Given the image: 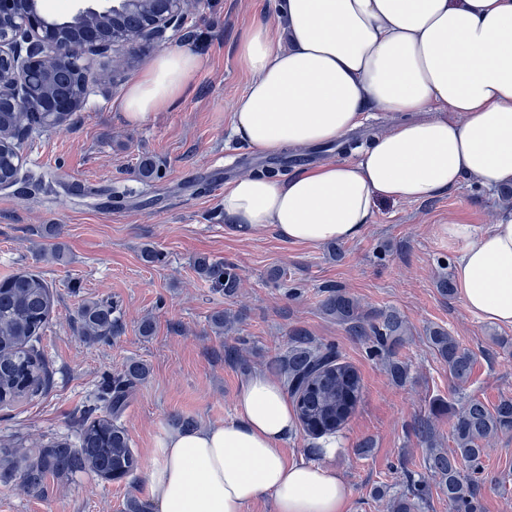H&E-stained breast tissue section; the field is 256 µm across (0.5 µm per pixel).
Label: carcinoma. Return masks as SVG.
<instances>
[{
	"label": "carcinoma",
	"instance_id": "carcinoma-1",
	"mask_svg": "<svg viewBox=\"0 0 512 512\" xmlns=\"http://www.w3.org/2000/svg\"><path fill=\"white\" fill-rule=\"evenodd\" d=\"M198 275L224 294L233 296L240 288L234 269L200 255L194 261ZM53 296L49 284L39 274L20 273L0 282V405H9L39 390L47 376L45 361L36 347L47 324ZM108 301L85 305L79 315L81 333L101 338L120 332L119 320L112 316ZM323 312L336 319L353 335L369 345L370 352L389 358L393 380L408 378L405 363L393 360L404 342L407 329L395 312L374 313L341 288L330 287L322 302ZM431 349L448 367L460 395L461 408L452 423L455 448L451 451L435 443L430 422L421 421L418 435L429 444L420 472L401 468L403 490L388 498L391 512H422L430 498L429 479L436 480L439 492L448 500L449 512H479L475 483L464 478L461 468L481 467L484 443L512 432V398L503 397L490 407L475 395L464 393L476 362L475 355L441 327L428 329ZM275 370L284 378L295 422L310 436L336 433L354 413L361 397L357 371L341 361L337 347L315 343L300 332L291 336L286 352L275 361ZM148 368L129 363L123 374L112 380L105 397L103 414L88 411L82 419L78 445L65 441L48 443L23 456L0 455V470L17 472L29 492H43L49 474L78 475L91 472L107 480L122 479L139 467L125 428L117 422L127 407L133 386L146 379Z\"/></svg>",
	"mask_w": 512,
	"mask_h": 512
}]
</instances>
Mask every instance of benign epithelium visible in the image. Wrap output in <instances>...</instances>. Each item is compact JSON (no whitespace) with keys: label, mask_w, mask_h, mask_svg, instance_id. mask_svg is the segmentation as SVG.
Instances as JSON below:
<instances>
[{"label":"benign epithelium","mask_w":512,"mask_h":512,"mask_svg":"<svg viewBox=\"0 0 512 512\" xmlns=\"http://www.w3.org/2000/svg\"><path fill=\"white\" fill-rule=\"evenodd\" d=\"M188 0H108L98 8L79 7L80 34L43 15L41 0H0V112H18L21 122L8 133L15 153L13 176L0 182L9 189L19 178L24 155L18 144L28 134V119L54 123L86 105L102 81L85 63L88 55H104L141 43H168L186 20ZM142 16L128 26L123 18ZM67 69L76 90L64 96L53 92L56 71Z\"/></svg>","instance_id":"7a95c632"}]
</instances>
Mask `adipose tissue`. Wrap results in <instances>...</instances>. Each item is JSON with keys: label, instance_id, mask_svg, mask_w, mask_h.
Instances as JSON below:
<instances>
[{"label": "adipose tissue", "instance_id": "adipose-tissue-1", "mask_svg": "<svg viewBox=\"0 0 512 512\" xmlns=\"http://www.w3.org/2000/svg\"><path fill=\"white\" fill-rule=\"evenodd\" d=\"M237 56L250 80L231 117L251 151L332 143L367 112L402 120L355 151L287 177L248 175L224 187V216L243 237L270 229L284 242L358 238L385 201L418 202L476 179L512 187V0H274ZM200 59L171 50L126 87L133 121L182 98ZM463 248L454 275L466 309L512 326V213L481 230L452 224ZM296 431L282 386L253 374L231 419L168 433L148 474L155 512H348L350 487L321 444L317 462L288 458Z\"/></svg>", "mask_w": 512, "mask_h": 512}]
</instances>
